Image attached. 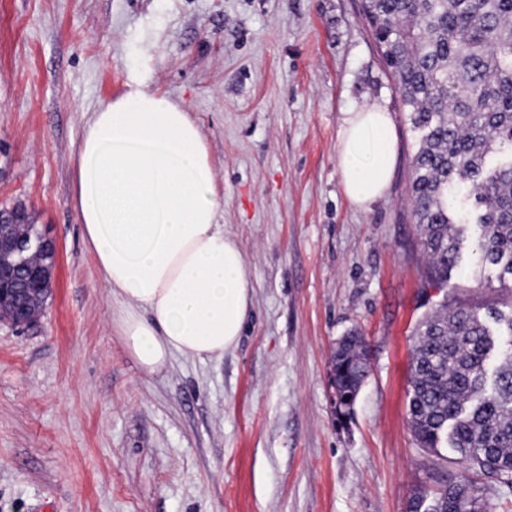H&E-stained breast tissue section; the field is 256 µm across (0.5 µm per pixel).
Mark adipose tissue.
<instances>
[{
    "label": "adipose tissue",
    "mask_w": 512,
    "mask_h": 512,
    "mask_svg": "<svg viewBox=\"0 0 512 512\" xmlns=\"http://www.w3.org/2000/svg\"><path fill=\"white\" fill-rule=\"evenodd\" d=\"M397 155L389 112L371 103L345 113L336 157L351 205L385 195ZM72 205L111 289L115 333L144 371L175 354L212 360L237 346L252 303L248 263L219 221L205 137L179 104L134 78L95 112Z\"/></svg>",
    "instance_id": "1"
}]
</instances>
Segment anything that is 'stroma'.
I'll return each mask as SVG.
<instances>
[{
	"label": "stroma",
	"mask_w": 512,
	"mask_h": 512,
	"mask_svg": "<svg viewBox=\"0 0 512 512\" xmlns=\"http://www.w3.org/2000/svg\"><path fill=\"white\" fill-rule=\"evenodd\" d=\"M208 143L226 233L249 264L238 345L139 367L71 206L76 157L131 78ZM390 113L386 195L353 207L336 167L344 113ZM418 139L360 0H0V208L58 245L39 322L0 324V512H409L460 480L407 417L419 321L451 291L512 309V287L427 280L409 187ZM362 336L370 371L336 413L332 356Z\"/></svg>",
	"instance_id": "stroma-1"
}]
</instances>
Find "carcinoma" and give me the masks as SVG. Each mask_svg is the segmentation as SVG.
Wrapping results in <instances>:
<instances>
[{"label":"carcinoma","instance_id":"1","mask_svg":"<svg viewBox=\"0 0 512 512\" xmlns=\"http://www.w3.org/2000/svg\"><path fill=\"white\" fill-rule=\"evenodd\" d=\"M362 14L418 134L410 196L429 276L477 262L512 280V0H361ZM355 394L360 337L333 357ZM407 413L420 448L512 486V311L448 295L419 325ZM437 512H485L471 479L432 495Z\"/></svg>","mask_w":512,"mask_h":512}]
</instances>
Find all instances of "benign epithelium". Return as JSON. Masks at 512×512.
Wrapping results in <instances>:
<instances>
[{
  "label": "benign epithelium",
  "instance_id": "obj_1",
  "mask_svg": "<svg viewBox=\"0 0 512 512\" xmlns=\"http://www.w3.org/2000/svg\"><path fill=\"white\" fill-rule=\"evenodd\" d=\"M28 224L26 206L0 210V322L16 329L38 322L31 304L50 295L52 268L45 257H57L56 242L27 233Z\"/></svg>",
  "mask_w": 512,
  "mask_h": 512
}]
</instances>
